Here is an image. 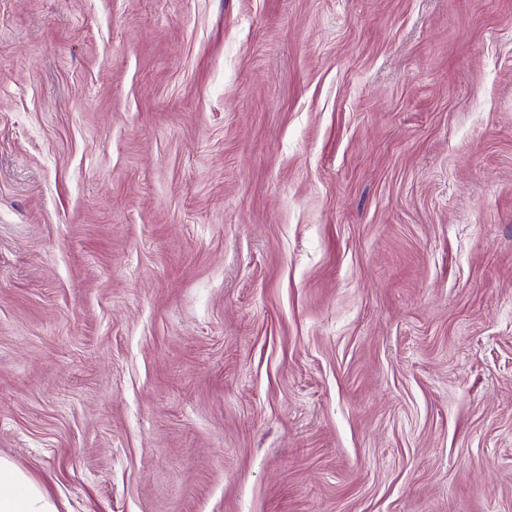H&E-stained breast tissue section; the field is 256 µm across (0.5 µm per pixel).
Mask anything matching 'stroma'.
Wrapping results in <instances>:
<instances>
[{
  "mask_svg": "<svg viewBox=\"0 0 512 512\" xmlns=\"http://www.w3.org/2000/svg\"><path fill=\"white\" fill-rule=\"evenodd\" d=\"M0 456L512 512V0H0Z\"/></svg>",
  "mask_w": 512,
  "mask_h": 512,
  "instance_id": "obj_1",
  "label": "stroma"
}]
</instances>
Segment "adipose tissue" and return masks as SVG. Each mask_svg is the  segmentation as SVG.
Instances as JSON below:
<instances>
[{"instance_id":"1","label":"adipose tissue","mask_w":512,"mask_h":512,"mask_svg":"<svg viewBox=\"0 0 512 512\" xmlns=\"http://www.w3.org/2000/svg\"><path fill=\"white\" fill-rule=\"evenodd\" d=\"M0 512H57L49 491L0 456Z\"/></svg>"}]
</instances>
